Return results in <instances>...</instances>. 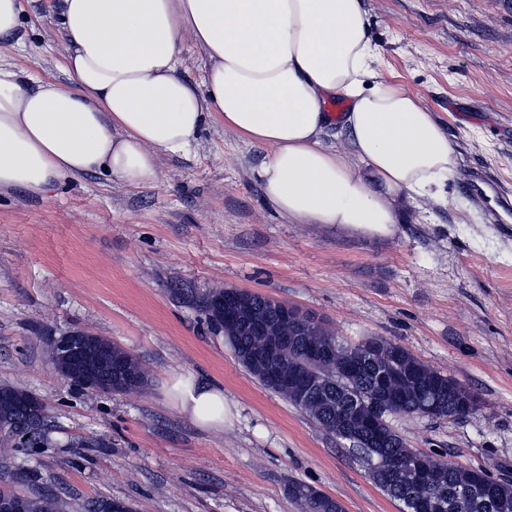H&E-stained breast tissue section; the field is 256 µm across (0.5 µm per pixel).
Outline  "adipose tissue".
I'll return each mask as SVG.
<instances>
[{"label":"adipose tissue","mask_w":512,"mask_h":512,"mask_svg":"<svg viewBox=\"0 0 512 512\" xmlns=\"http://www.w3.org/2000/svg\"><path fill=\"white\" fill-rule=\"evenodd\" d=\"M51 18L67 82L0 61V193L101 173L154 184L161 158L190 154L220 123L262 147L251 174L284 221L391 238L404 205L454 172L445 123L383 70L366 0H54ZM331 99L346 112H327ZM332 134L345 149L325 145ZM166 396L208 431L234 417L223 389L189 372Z\"/></svg>","instance_id":"ef3b65f1"}]
</instances>
